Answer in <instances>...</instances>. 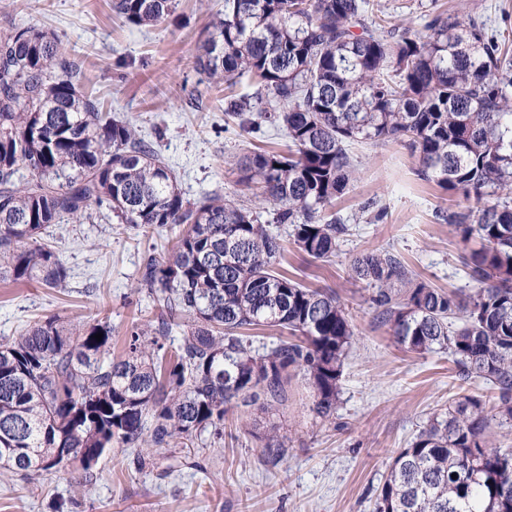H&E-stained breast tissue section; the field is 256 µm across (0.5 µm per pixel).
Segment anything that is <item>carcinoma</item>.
<instances>
[{"instance_id":"1","label":"carcinoma","mask_w":512,"mask_h":512,"mask_svg":"<svg viewBox=\"0 0 512 512\" xmlns=\"http://www.w3.org/2000/svg\"><path fill=\"white\" fill-rule=\"evenodd\" d=\"M410 7L418 28L376 0H224L198 64L212 84L252 88L224 96L240 132L268 123L289 143L238 162L264 215L218 195L186 200L133 125L54 74L71 66L56 37L35 24L0 34V279L65 287L48 229L95 208L175 232L171 250L143 266L158 314L129 328L121 355L101 320L49 317L0 343L1 470L78 464L88 476L122 444L155 449L138 455L141 471L177 437L222 436L239 397L261 411L283 402L290 368L308 381L314 418L333 419L354 326L335 293L280 269L278 228L303 255H336L349 228L329 208L356 179L359 143H404L421 179L483 202L438 212L478 244L462 258L469 294L419 279L388 249L357 255L349 274L372 288L398 344L448 355L463 380L495 391L496 416L512 424V33L463 22L438 0ZM112 10L154 26L173 0H112ZM259 327L280 336L256 348L247 332ZM174 331L180 344L168 346ZM488 427L475 391L431 416L378 485L375 512H512V448L489 443ZM264 450L287 452L275 436Z\"/></svg>"}]
</instances>
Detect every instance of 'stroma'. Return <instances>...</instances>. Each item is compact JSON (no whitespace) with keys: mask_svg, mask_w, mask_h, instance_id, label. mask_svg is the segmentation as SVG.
Instances as JSON below:
<instances>
[{"mask_svg":"<svg viewBox=\"0 0 512 512\" xmlns=\"http://www.w3.org/2000/svg\"><path fill=\"white\" fill-rule=\"evenodd\" d=\"M440 2L460 17L480 15L512 28V0ZM111 3L0 0V31L35 23L58 38L75 64L73 82L103 111L137 128L169 164L185 198L219 194L263 211L255 192L239 183L236 164L258 147L287 150L288 140L266 125L245 136L225 126L224 90L208 86L197 67L224 0H175L171 15L154 27L124 23ZM355 154L356 181L332 206L350 228L336 255L322 262L291 250L281 262L305 286L335 292L354 325L335 418L315 421L307 381L294 371L283 405L263 413L239 400L223 437L174 439L166 453L178 459L175 469L157 464L136 472V449L116 447L99 461L83 494L69 469L26 479L2 473L0 512H373L393 458L432 413L456 404L464 383L447 355L417 354L396 343L366 284L350 278L349 265L360 253L391 248L423 280L471 290L461 269L467 247L435 213L477 201L419 179L417 156L407 145L360 146ZM373 199L388 212L378 223L361 211ZM51 231L67 283L0 281V341L46 317L75 324L105 317L112 351L121 353L132 321L151 314L141 271L148 255L170 248V232L139 233L105 209ZM268 434L284 441V458L264 456Z\"/></svg>","mask_w":512,"mask_h":512,"instance_id":"obj_1","label":"stroma"}]
</instances>
